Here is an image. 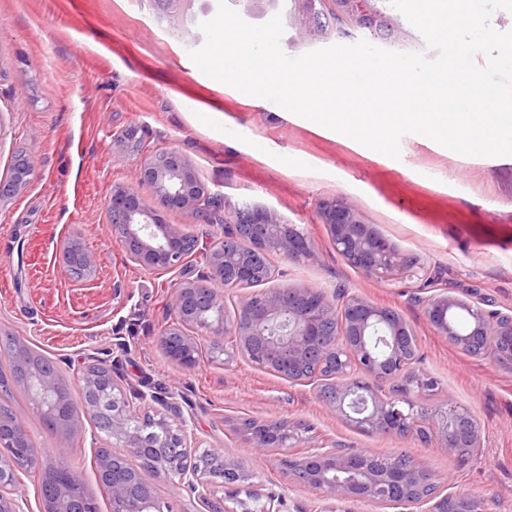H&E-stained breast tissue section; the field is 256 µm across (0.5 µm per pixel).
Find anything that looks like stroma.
I'll return each instance as SVG.
<instances>
[{
	"label": "stroma",
	"instance_id": "1",
	"mask_svg": "<svg viewBox=\"0 0 512 512\" xmlns=\"http://www.w3.org/2000/svg\"><path fill=\"white\" fill-rule=\"evenodd\" d=\"M375 6L388 30L334 21L326 38L304 40L289 24L281 47L296 57L363 39L427 53L423 36L389 0ZM217 10L218 0H192L174 21L159 18L151 0H0V178H10L17 151L34 166L25 187L0 197V330L53 358L75 399L78 374L105 361L126 392L146 394L141 411L185 420L196 448L249 457L253 492L285 495L288 512L405 510L319 497L287 469L251 456L239 431L244 419L304 423L309 441L296 448L299 456L321 445L381 455L406 450L432 470L440 493L465 488L485 512H512V371L456 348L423 313L426 300L443 292L512 313V157L463 156L408 134L395 160L317 133L272 102L253 103L190 57L205 40L201 22ZM122 132L132 139L117 153L112 140ZM167 149L181 153L214 195L210 217L162 208L153 186L137 180V165ZM121 187L202 244L221 239L246 204L298 225L317 257L276 258L278 284H309L330 296L344 289L402 313L420 367L437 383L432 402L470 409L482 450L461 458L412 437L354 430L313 386L244 359L230 369L206 357L191 369L178 366L158 337L170 320L174 283L204 276L205 257L194 254L172 272L132 262L107 209ZM337 197L415 258L430 283L379 280L351 266L321 216V203ZM75 229L97 260L87 283L69 279L59 265L57 246ZM11 408L50 460L65 459L81 475L97 512H111L96 468L105 440L94 422L82 418L73 436H63L28 400L17 398Z\"/></svg>",
	"mask_w": 512,
	"mask_h": 512
}]
</instances>
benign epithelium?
<instances>
[{
	"mask_svg": "<svg viewBox=\"0 0 512 512\" xmlns=\"http://www.w3.org/2000/svg\"><path fill=\"white\" fill-rule=\"evenodd\" d=\"M373 2L336 0V6L358 25L375 30L387 23ZM291 3L301 33H314L311 20L319 15L318 0ZM164 158L159 167L141 163L139 179L155 187L164 207L197 210L208 193L201 190L192 166L175 150L165 152ZM107 208L110 214L123 217L126 252L140 266L172 271L191 255L189 234L178 224L163 223L132 190H113ZM323 216L337 251L364 274L377 279L416 274L415 264L372 226L361 222L345 199L324 204ZM59 252L66 272L78 273L85 281L92 277L96 259L83 248L78 230L60 241ZM258 252L289 260L315 258L312 245L296 225L285 224L260 208L239 216L221 246L209 248L207 279L175 286L170 302L172 322L160 336L173 362L187 369L195 367L202 336L234 338L232 346L216 355L224 367L231 368L243 358L289 381H298L297 372L308 364L333 360L336 374L320 386L318 396L349 425L367 434L405 438L415 432L419 419L425 418L432 430V446L450 454L455 453L454 443L462 440L473 448L480 447V428L468 409L452 402L428 404L435 381L420 368H411L413 358L407 353L406 340L413 332L403 315L393 309L347 292L336 303L310 285L275 286L240 296L234 320L226 321L223 289L250 286L256 276L251 259ZM424 314L428 323L457 348L512 370L511 314L490 313L446 293L431 297ZM185 326L195 328L196 334L184 333ZM26 372L35 409H61L58 377L32 364L26 366ZM397 376L404 379L402 389L379 397L375 384ZM78 382L84 412L93 420L106 417L114 447L123 449L120 455L99 456L100 470L112 489V502L120 504V512H149L151 497L139 489V460L154 448L156 468L165 473L175 470L181 454L190 447L185 425L157 413L152 415L153 432H135L130 427L136 415L134 403L122 387L103 373L86 372ZM19 427L17 418L0 415V445L15 442ZM303 432L302 425L288 420L251 422L242 427L249 447L285 466H294L297 477L322 497L408 509L429 503L430 512H480L476 497L468 490L437 498L423 495L418 482L428 470L407 454L405 463L393 471L377 465L368 467L373 454L367 450L321 446L300 459L279 458L303 442ZM249 477L244 460H224V484L233 485ZM209 483L204 472L185 469L180 473L181 488L200 498L206 495ZM15 484L13 466L1 465L0 512H24L27 503L17 494ZM77 485L78 481L64 471L54 482L53 496L65 500ZM283 505L282 496L271 494L255 509L242 503V512H283Z\"/></svg>",
	"mask_w": 512,
	"mask_h": 512,
	"instance_id": "1",
	"label": "benign epithelium"
}]
</instances>
